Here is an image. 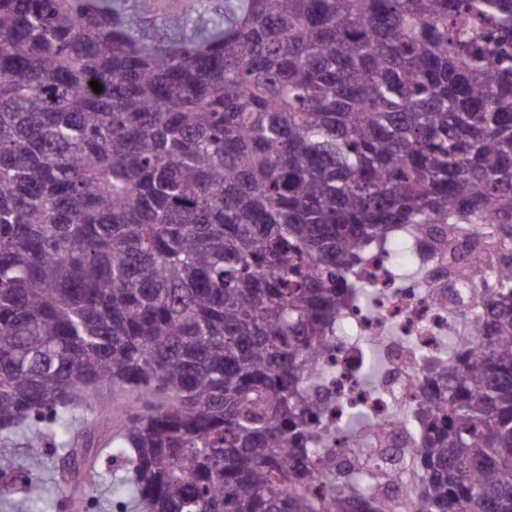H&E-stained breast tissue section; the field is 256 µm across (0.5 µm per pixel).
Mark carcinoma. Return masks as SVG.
Wrapping results in <instances>:
<instances>
[{
    "mask_svg": "<svg viewBox=\"0 0 512 512\" xmlns=\"http://www.w3.org/2000/svg\"><path fill=\"white\" fill-rule=\"evenodd\" d=\"M155 5L0 0V436L114 421L134 512H356L301 381L366 246L512 237V0ZM486 307L368 512H512V259ZM48 463L0 452V496ZM155 14L150 20L152 23L159 24L165 18L177 15L195 16V6L197 0H157Z\"/></svg>",
    "mask_w": 512,
    "mask_h": 512,
    "instance_id": "obj_1",
    "label": "carcinoma"
}]
</instances>
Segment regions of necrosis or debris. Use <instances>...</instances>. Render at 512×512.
I'll return each instance as SVG.
<instances>
[{
  "label": "necrosis or debris",
  "mask_w": 512,
  "mask_h": 512,
  "mask_svg": "<svg viewBox=\"0 0 512 512\" xmlns=\"http://www.w3.org/2000/svg\"><path fill=\"white\" fill-rule=\"evenodd\" d=\"M487 235L486 225L476 224L469 235L429 247L405 225L396 232V246L367 249L361 279L371 297L352 296L318 352L319 380L305 394L319 405L316 422L333 455L360 450L379 462L385 479L368 490L376 500L400 492L399 460L417 451L419 430L403 429L400 422L414 417L410 402L426 360L444 356L456 318L474 321L485 310L492 270L476 271L468 263ZM374 359L379 367L369 383L364 371ZM352 414L371 421L360 446L344 431Z\"/></svg>",
  "instance_id": "4bbe7bcc"
}]
</instances>
